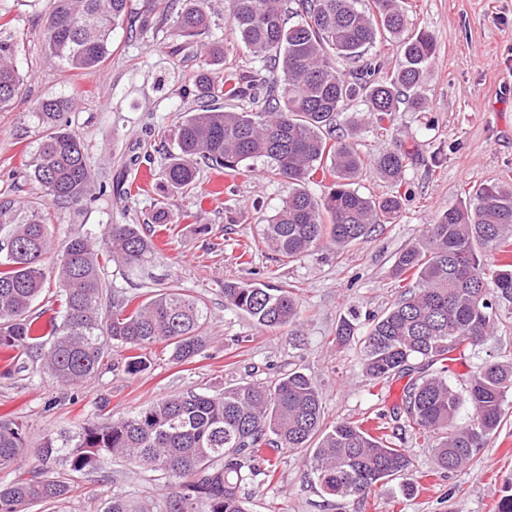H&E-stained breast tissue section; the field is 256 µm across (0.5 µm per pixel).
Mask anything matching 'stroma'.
Instances as JSON below:
<instances>
[{
	"label": "stroma",
	"mask_w": 512,
	"mask_h": 512,
	"mask_svg": "<svg viewBox=\"0 0 512 512\" xmlns=\"http://www.w3.org/2000/svg\"><path fill=\"white\" fill-rule=\"evenodd\" d=\"M209 2V40L223 44L226 62L251 67V57L236 48L224 0ZM400 4L410 30L430 32L437 43L431 74L419 90L426 108L395 112L366 127L358 148L371 159L402 144L414 158L401 183L384 181L368 167L355 187L373 197L403 194V209L394 223L346 249L322 247L290 261L260 241L265 220L292 191L287 180L268 178L262 161H255L254 172L235 178L201 167L190 198L166 195L159 175L152 176L141 195L126 198L132 177L129 157L140 147H158L162 135H173L198 104L190 80L198 61L172 52L174 37L135 36L119 28L101 68L72 71L47 56L51 0H0V36L17 42L22 75L12 105L0 111V199L38 207L61 242L79 233L98 235L107 224L146 223L156 199L166 198L175 222L163 262L130 284L113 265L107 277L131 295L171 283L202 298L209 307L206 333L211 338L205 354L187 363L173 361L165 345H153L147 351L152 366L138 375L123 372L127 351L112 346L110 369L72 387L59 385L37 366L11 372L0 361V415L22 422L27 434L17 468L40 466L36 449L46 432L74 429L95 420L98 412L119 419L175 393L219 391L246 379L270 381L300 368L319 386L326 424L384 416L392 447L404 449L413 460L419 489L402 496L394 480L377 485L363 500L330 497L314 482L307 452L298 449L284 453L273 480L258 476L246 482L242 494L250 512H496L501 496L512 489V405L470 466L440 472L434 457L437 438L401 430L393 414L410 375L369 380L358 345L336 342V325L349 309L371 316L396 300L394 260L422 242L426 225L478 186L512 183V0ZM58 94L73 98L67 117L84 143L96 182L112 186L110 194L81 211L54 206L26 169L41 136L35 107ZM218 182L236 194L234 216H227L224 201L213 197ZM242 277L295 288L297 325L266 332L226 306L225 281ZM510 350L512 306L501 310L496 330L483 343L456 351L449 382L465 389L480 364ZM165 493L164 483L152 473L108 457L97 470L75 476L65 504L42 503L30 512H99L115 494L156 505Z\"/></svg>",
	"instance_id": "35a3bbf8"
}]
</instances>
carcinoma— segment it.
<instances>
[{"mask_svg":"<svg viewBox=\"0 0 512 512\" xmlns=\"http://www.w3.org/2000/svg\"><path fill=\"white\" fill-rule=\"evenodd\" d=\"M131 0H53L46 23L50 54L72 70L102 66L112 53V32L128 24L141 34L164 27L182 39L176 51L200 57L195 87L200 108L186 113L174 133L175 149L162 165L166 189L189 196L198 163L235 176L262 160L266 174L293 185L288 199L263 225L262 242L293 261L327 242L343 249L376 227L392 224L402 210L397 195L366 196L353 185L367 165L388 181L402 178L409 153L390 149L373 160L358 149L359 134L391 112L422 111L415 92L432 67L436 42L411 33L398 0H227L236 43L253 59L244 70L224 68V81L211 66L224 50L203 43L211 26L206 0H145L134 12ZM401 42V59L390 79L365 59L380 37ZM17 44L0 40V109L10 105L20 84ZM363 64L345 73L338 60ZM233 103V109L217 101ZM364 115L346 121L333 135L339 115L356 100ZM69 99L47 97L34 117L42 136L27 168L59 207L87 200L92 175L81 139L63 122ZM323 187L313 192L310 185ZM151 223H174L165 200H157ZM0 354L19 350L40 361L63 386L80 384L105 366L107 344L124 346L123 370L148 369L146 350L170 347L186 362L207 347L205 302L170 285L138 303L112 288L107 264L122 278L160 260L155 232L143 224H107L100 239L77 235L54 246L49 224L36 209L12 199L0 201ZM512 245V184L478 188L469 199L443 211L426 227L424 242L396 257L393 274L405 291L358 334V315L340 318L336 342H360L362 367L372 381L386 380L421 360L431 373L411 382L405 394L406 427L424 437L440 435L434 449L439 469L470 464L495 433L512 392V357L477 368L465 392L448 381L450 354L477 346L492 335L502 303L512 304V262L487 263V253H509ZM56 250L59 324L46 342L31 309L44 283L42 260ZM224 302L271 332L294 326L300 304L286 285L250 279L224 282ZM471 415L458 423L463 407ZM27 448L18 421L0 416V470L11 468ZM307 449L321 490L338 498L360 497L383 481L402 479L413 493L410 457L361 424H325L316 381L293 368L271 382L242 381L220 392L169 395L118 420L85 423L71 431L47 433L39 448L43 462H58L71 473L91 472L105 456L121 458L169 481L172 492L161 512H249L242 485L259 475L274 479L282 453ZM69 478L44 467L0 481V512H27L39 502H63ZM101 512H154L114 495Z\"/></svg>","mask_w":512,"mask_h":512,"instance_id":"cac0c4a2","label":"carcinoma"}]
</instances>
